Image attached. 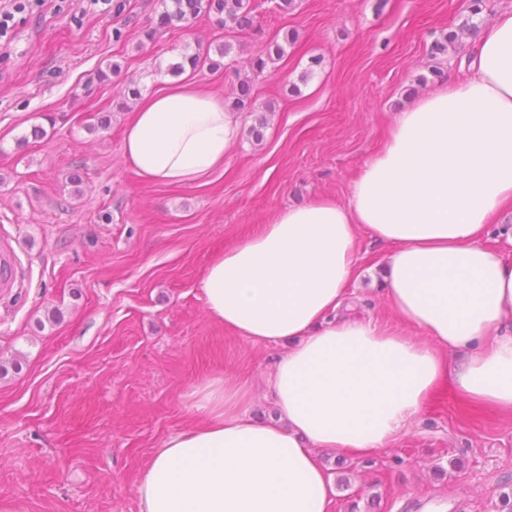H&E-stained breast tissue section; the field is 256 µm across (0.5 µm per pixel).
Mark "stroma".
Wrapping results in <instances>:
<instances>
[{
  "label": "stroma",
  "mask_w": 512,
  "mask_h": 512,
  "mask_svg": "<svg viewBox=\"0 0 512 512\" xmlns=\"http://www.w3.org/2000/svg\"><path fill=\"white\" fill-rule=\"evenodd\" d=\"M468 3L294 0L281 13L266 2L233 40L203 15L146 41L160 0H45L17 16L0 47V234L14 238L25 281L0 295V363L20 361L0 376V512H140L147 462L199 422L190 394L207 379H248L254 416L269 415L263 380L282 348L213 320L205 271L278 211L345 201L397 113L460 75L465 48L442 58L429 48ZM288 33L296 41L256 79L255 109L241 113L222 167L182 185L140 177L122 150L129 114L115 107L126 84L150 93L170 79L157 67L182 50L230 40L224 68L192 74L228 101L250 59ZM115 61L121 72L94 82ZM53 308L59 321L38 327ZM345 473L333 512L356 494L373 512H496L512 482V417L440 393Z\"/></svg>",
  "instance_id": "obj_1"
}]
</instances>
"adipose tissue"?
I'll use <instances>...</instances> for the list:
<instances>
[{
    "instance_id": "ef3b65f1",
    "label": "adipose tissue",
    "mask_w": 512,
    "mask_h": 512,
    "mask_svg": "<svg viewBox=\"0 0 512 512\" xmlns=\"http://www.w3.org/2000/svg\"><path fill=\"white\" fill-rule=\"evenodd\" d=\"M237 113L194 83L159 88L133 112L123 153L148 181L180 185L223 165ZM381 248L383 301L423 335L351 313L367 270L359 231ZM512 11L472 42L471 63L404 108L346 202L279 211L216 255L201 288L210 316L281 346L253 416L249 381L191 393L197 426L146 465L140 512H332L323 455L364 460L450 390L512 415Z\"/></svg>"
}]
</instances>
